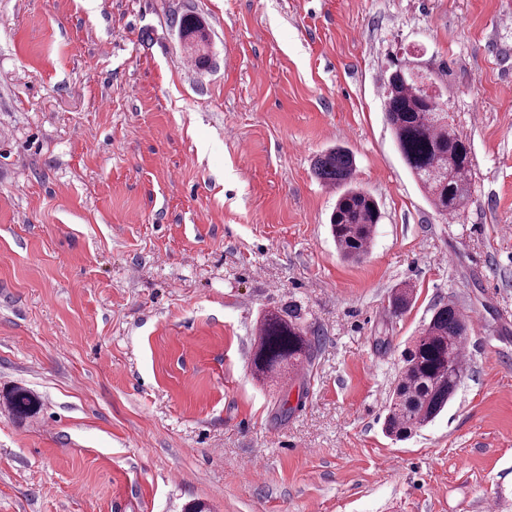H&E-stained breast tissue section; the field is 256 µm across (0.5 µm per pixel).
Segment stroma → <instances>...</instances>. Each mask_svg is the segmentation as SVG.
Here are the masks:
<instances>
[{"label":"stroma","mask_w":512,"mask_h":512,"mask_svg":"<svg viewBox=\"0 0 512 512\" xmlns=\"http://www.w3.org/2000/svg\"><path fill=\"white\" fill-rule=\"evenodd\" d=\"M398 59L435 72L471 145L453 217L387 125ZM334 146L382 212L358 263L313 170ZM505 224L512 0H0V512H484L488 492L512 512ZM450 300L477 325L461 385L388 437L403 356ZM287 306L317 357L259 380L257 321ZM179 35L198 66L206 68L210 64L209 36L195 15L182 17L179 25ZM15 415L21 419L36 414L40 408L38 399L24 388H15L5 398Z\"/></svg>","instance_id":"obj_1"}]
</instances>
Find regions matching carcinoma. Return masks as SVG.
I'll list each match as a JSON object with an SVG mask.
<instances>
[{"label": "carcinoma", "mask_w": 512, "mask_h": 512, "mask_svg": "<svg viewBox=\"0 0 512 512\" xmlns=\"http://www.w3.org/2000/svg\"><path fill=\"white\" fill-rule=\"evenodd\" d=\"M179 35L199 67L210 64L209 36L194 15L182 17ZM441 97L424 89L421 77L408 65L398 66L384 83V111L400 156L424 188L434 209L443 215L463 208L472 195V151L456 128L438 117ZM318 177L343 188L330 217V231L340 255L361 260L369 251L381 212L375 198L352 184L354 165L349 152L337 147L316 162ZM413 289L406 285L392 297L391 308L406 310ZM470 320L452 300L438 306L408 348L404 365L384 419L387 435L405 438L433 422L456 394L464 368L461 353ZM319 339L287 309L269 311L259 323L254 347L256 371L272 377L312 364ZM21 419L36 414L38 399L24 388L5 398Z\"/></svg>", "instance_id": "obj_1"}]
</instances>
